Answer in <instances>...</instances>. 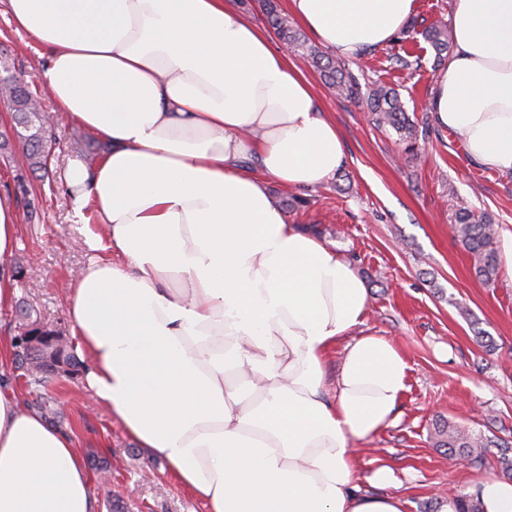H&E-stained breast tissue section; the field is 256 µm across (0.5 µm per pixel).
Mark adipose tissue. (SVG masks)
<instances>
[{"label":"adipose tissue","mask_w":512,"mask_h":512,"mask_svg":"<svg viewBox=\"0 0 512 512\" xmlns=\"http://www.w3.org/2000/svg\"><path fill=\"white\" fill-rule=\"evenodd\" d=\"M8 3L49 54L40 79L58 111L108 145L66 172L107 229L85 246L112 253L69 305L94 396L207 512H402L399 497L363 492L352 444L394 423L409 365L385 338L357 335L365 281L268 191L319 186L344 160L302 70L228 0ZM288 7L353 58L405 29L417 0ZM451 28L428 110L476 164L512 173V0H458ZM17 224L1 195L0 306ZM0 512H95L71 435L1 388Z\"/></svg>","instance_id":"adipose-tissue-1"}]
</instances>
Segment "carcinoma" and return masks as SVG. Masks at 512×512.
<instances>
[{"label":"carcinoma","mask_w":512,"mask_h":512,"mask_svg":"<svg viewBox=\"0 0 512 512\" xmlns=\"http://www.w3.org/2000/svg\"><path fill=\"white\" fill-rule=\"evenodd\" d=\"M264 10L268 25L283 44L317 69L338 96L364 104L377 126L395 132L404 152L414 160L419 158L421 143L429 137L431 128L428 123L415 121L409 116L396 88L377 81L367 94H362L358 78L349 63L333 59L318 46L308 43L289 21L288 15L278 10L272 0H265ZM421 35L433 48L436 61L442 62L453 46L448 26H428L422 30ZM388 61L400 70L416 72L423 68V59L410 54L404 56L394 52L388 55ZM0 98L7 101L10 107L12 124L17 128L23 143L22 159L25 165L34 173L48 172L47 163L53 140L48 130L50 123L46 115L39 111L37 96L30 91L29 84L22 81L18 84H0ZM454 233L471 255L476 277L485 284L494 282L500 270L496 247L498 228L490 216L461 209L455 216ZM18 312L19 316L27 320V331L54 333V329L31 319V311L27 306H18ZM13 371L15 378L22 380L28 394L36 395L33 405L44 418L55 427L63 426L64 415L54 407L52 398L39 393L52 378L51 371L44 364L17 352L14 353ZM435 434L437 447L448 449L453 457L468 461L480 458L476 449L482 447L483 442L479 439L446 422L436 425ZM448 503L454 512H483L481 501L475 495H457L449 499Z\"/></svg>","instance_id":"cac0c4a2"}]
</instances>
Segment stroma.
Instances as JSON below:
<instances>
[{"instance_id": "stroma-1", "label": "stroma", "mask_w": 512, "mask_h": 512, "mask_svg": "<svg viewBox=\"0 0 512 512\" xmlns=\"http://www.w3.org/2000/svg\"><path fill=\"white\" fill-rule=\"evenodd\" d=\"M402 47L422 56L424 69H393L381 51L363 63L360 81L398 88L407 111L422 116L437 76L435 53L419 35ZM0 54L55 112L38 78L47 59L15 30L8 0H0ZM303 71L340 132L343 176L299 192L273 182L269 192L289 223L314 230L351 262L369 288L360 334L391 341L410 366L396 423L354 444L360 476L387 465L398 479L389 491L404 499L405 512H433L435 498L475 493L481 480L501 477L500 455L512 457V278L502 273L494 284L479 282L470 255L449 230L456 211L468 207L492 218L499 239L512 237V174L473 163L462 136L437 126L420 160H409L395 134L377 129L354 102L337 98L311 66ZM56 133L47 178L0 155V193L9 192L19 211L14 255L27 270L15 282L13 304L0 308V340L7 343L22 331L16 309L22 301L75 344L70 294L95 258L81 242L87 232H104L93 213L77 216L65 175L71 160L100 158L106 146L63 115ZM298 194L308 206L289 209ZM480 331L492 337V348L477 343ZM44 392L70 422L75 452L97 453L112 465L109 481L91 474L96 512H109L113 503L124 512H207L160 458L129 437L84 377H53ZM441 420L483 438L482 463L456 464L447 449L436 447L434 427Z\"/></svg>"}]
</instances>
